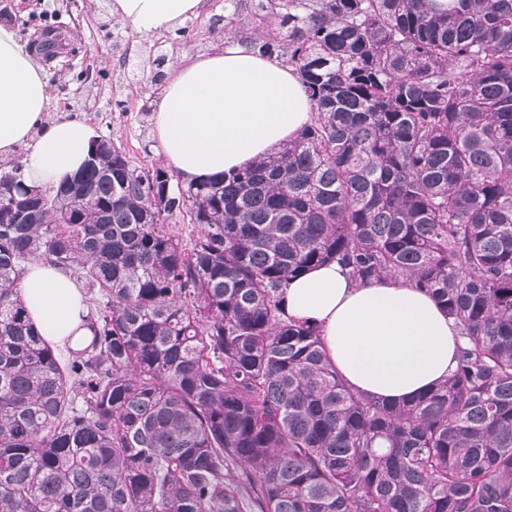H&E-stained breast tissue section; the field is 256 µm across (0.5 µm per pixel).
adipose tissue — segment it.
Instances as JSON below:
<instances>
[{
	"mask_svg": "<svg viewBox=\"0 0 512 512\" xmlns=\"http://www.w3.org/2000/svg\"><path fill=\"white\" fill-rule=\"evenodd\" d=\"M201 2L111 0L110 10L142 36L173 30L196 15ZM49 100L43 67L15 31L0 24V160L24 147L25 181L43 189L80 170L93 136L83 120H45ZM311 118L312 103L292 68L231 44L172 66L155 102L153 138L181 181L197 184L251 164L295 138ZM19 291L43 339L73 350L88 344L84 293L69 274L30 263ZM282 307L288 318L318 327L332 363L357 391L409 398L456 367V328L411 284L361 285L332 262L293 278Z\"/></svg>",
	"mask_w": 512,
	"mask_h": 512,
	"instance_id": "adipose-tissue-1",
	"label": "adipose tissue"
}]
</instances>
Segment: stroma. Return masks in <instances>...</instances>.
<instances>
[{
  "instance_id": "obj_1",
  "label": "stroma",
  "mask_w": 512,
  "mask_h": 512,
  "mask_svg": "<svg viewBox=\"0 0 512 512\" xmlns=\"http://www.w3.org/2000/svg\"><path fill=\"white\" fill-rule=\"evenodd\" d=\"M58 16L65 41L56 58L45 63L51 87L46 113L85 120L94 131L111 136L134 162L161 163L154 147L153 117L143 104H154L161 86L152 79L149 51L172 44L167 59L210 51L224 39V0H202L197 16L175 30L134 36L129 24L110 13L108 0H0V24L19 27L22 20Z\"/></svg>"
}]
</instances>
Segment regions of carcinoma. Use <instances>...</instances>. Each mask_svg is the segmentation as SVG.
I'll use <instances>...</instances> for the list:
<instances>
[{
    "label": "carcinoma",
    "mask_w": 512,
    "mask_h": 512,
    "mask_svg": "<svg viewBox=\"0 0 512 512\" xmlns=\"http://www.w3.org/2000/svg\"><path fill=\"white\" fill-rule=\"evenodd\" d=\"M252 20L313 120L232 176L175 184L107 135L43 193L0 163V512H512V0ZM33 261L88 300L66 363L16 291ZM332 261L436 301L447 380L401 401L344 381L282 308Z\"/></svg>",
    "instance_id": "obj_1"
}]
</instances>
